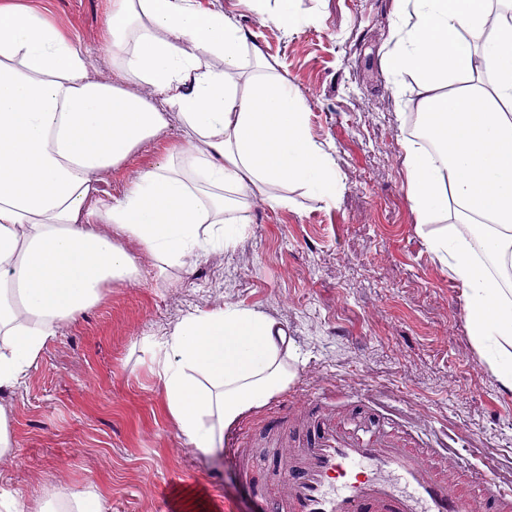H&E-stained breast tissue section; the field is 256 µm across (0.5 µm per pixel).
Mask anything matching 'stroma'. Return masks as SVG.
Segmentation results:
<instances>
[{"label":"stroma","mask_w":512,"mask_h":512,"mask_svg":"<svg viewBox=\"0 0 512 512\" xmlns=\"http://www.w3.org/2000/svg\"><path fill=\"white\" fill-rule=\"evenodd\" d=\"M233 17L297 90L308 129L343 183L336 203L289 187L288 203L254 197L246 234L187 269L159 273L136 241L135 278L52 337L20 385L0 390L14 446L0 458V488L19 512L74 492L107 512H260L235 464L237 449L272 447L270 426L302 435L309 410L339 419L365 412L454 448L471 467L512 480V392L503 391L469 335L461 285L417 230L403 137L416 123L413 79L392 76L394 0H297L294 29L264 21L240 0H198ZM109 0H0L46 13L90 53L88 74L112 78ZM183 142L171 120L119 168L103 172L118 196ZM228 304L286 328L296 377L245 415L209 456L171 418L156 374L154 339L186 314Z\"/></svg>","instance_id":"1"}]
</instances>
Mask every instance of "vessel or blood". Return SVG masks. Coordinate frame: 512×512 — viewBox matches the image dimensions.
Instances as JSON below:
<instances>
[{
	"mask_svg": "<svg viewBox=\"0 0 512 512\" xmlns=\"http://www.w3.org/2000/svg\"><path fill=\"white\" fill-rule=\"evenodd\" d=\"M239 470L271 512H512V484L360 413L311 415L302 440L260 459L241 451Z\"/></svg>",
	"mask_w": 512,
	"mask_h": 512,
	"instance_id": "obj_1",
	"label": "vessel or blood"
}]
</instances>
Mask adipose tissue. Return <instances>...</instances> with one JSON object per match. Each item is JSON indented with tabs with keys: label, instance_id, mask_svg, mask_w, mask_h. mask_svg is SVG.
<instances>
[{
	"label": "adipose tissue",
	"instance_id": "adipose-tissue-1",
	"mask_svg": "<svg viewBox=\"0 0 512 512\" xmlns=\"http://www.w3.org/2000/svg\"><path fill=\"white\" fill-rule=\"evenodd\" d=\"M396 4L386 65L412 75L437 146L404 138L409 198L429 249L464 290L476 346L510 392L512 0ZM108 34L114 84L90 78L87 53L49 20L0 6V387L19 384L103 288L136 274L116 237L180 266L207 246L236 245L254 196L284 206L276 187L298 184L330 204L342 191L288 83L270 71L241 83L248 36L222 11L111 0ZM172 110L185 138L172 154L185 169L148 170L119 197L104 190L100 173L159 135ZM160 346L168 411L203 453L286 389L299 358L279 322L234 305L187 314Z\"/></svg>",
	"mask_w": 512,
	"mask_h": 512
}]
</instances>
